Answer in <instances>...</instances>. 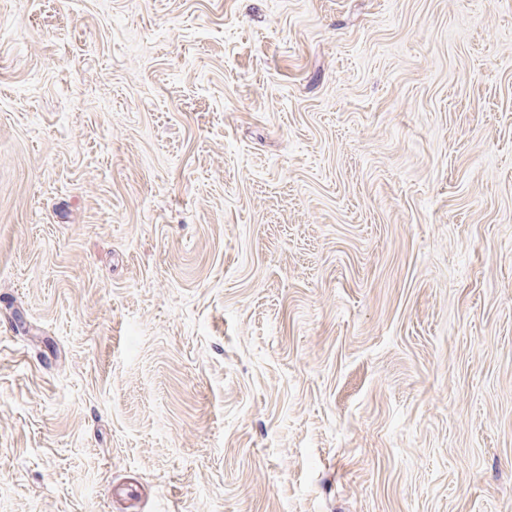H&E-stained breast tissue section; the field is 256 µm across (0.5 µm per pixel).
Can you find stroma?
I'll return each instance as SVG.
<instances>
[{
    "instance_id": "1",
    "label": "stroma",
    "mask_w": 512,
    "mask_h": 512,
    "mask_svg": "<svg viewBox=\"0 0 512 512\" xmlns=\"http://www.w3.org/2000/svg\"><path fill=\"white\" fill-rule=\"evenodd\" d=\"M0 512H512V0H0Z\"/></svg>"
}]
</instances>
